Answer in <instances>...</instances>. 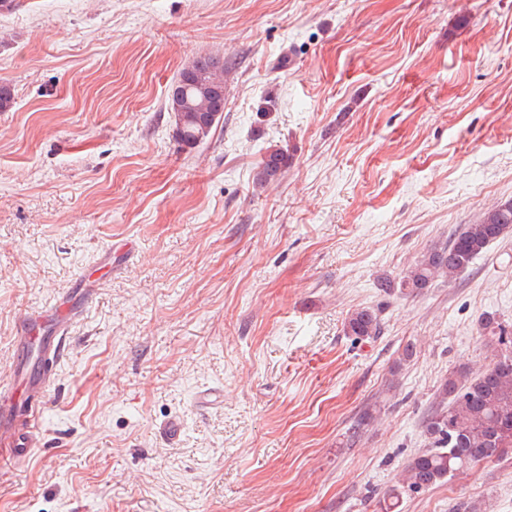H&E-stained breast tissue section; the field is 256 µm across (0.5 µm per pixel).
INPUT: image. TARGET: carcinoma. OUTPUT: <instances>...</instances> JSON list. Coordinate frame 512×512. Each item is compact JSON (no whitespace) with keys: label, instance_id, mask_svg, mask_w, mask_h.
<instances>
[{"label":"carcinoma","instance_id":"obj_1","mask_svg":"<svg viewBox=\"0 0 512 512\" xmlns=\"http://www.w3.org/2000/svg\"><path fill=\"white\" fill-rule=\"evenodd\" d=\"M224 71V57L200 55L169 87L167 109L175 138L183 146L193 149L210 137L211 132L201 128L194 114L224 111ZM291 163L292 155L284 148H267L257 166V183L277 181ZM509 235L512 200L499 202L461 225L448 243L430 250L399 278H381L378 287L389 294L418 295L439 279L451 283L492 243ZM479 327L489 344L503 342L506 326L496 314L484 313ZM344 330L359 340L373 339L382 333V322L375 309L357 308L347 316ZM439 394L447 405L426 421L430 448L404 465L397 485L380 505L383 512L396 508L404 492L426 490L512 449V351L500 354L493 366L476 373L467 366L457 368L442 383Z\"/></svg>","mask_w":512,"mask_h":512}]
</instances>
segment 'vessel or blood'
Listing matches in <instances>:
<instances>
[{"instance_id":"b4317fda","label":"vessel or blood","mask_w":512,"mask_h":512,"mask_svg":"<svg viewBox=\"0 0 512 512\" xmlns=\"http://www.w3.org/2000/svg\"><path fill=\"white\" fill-rule=\"evenodd\" d=\"M73 307L69 298H60L56 303L39 312L27 315L26 325L38 320H48L54 325L53 335L42 339V358L54 361L63 352L72 327ZM43 380H36L25 401H18L10 385H0V439L7 440L15 457H22L28 448L34 447L37 430L33 422L44 403Z\"/></svg>"}]
</instances>
